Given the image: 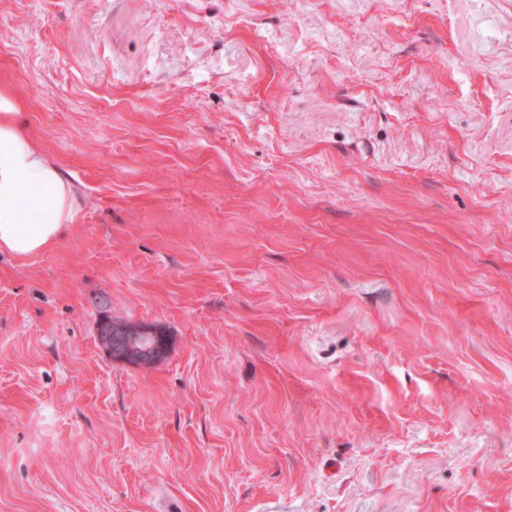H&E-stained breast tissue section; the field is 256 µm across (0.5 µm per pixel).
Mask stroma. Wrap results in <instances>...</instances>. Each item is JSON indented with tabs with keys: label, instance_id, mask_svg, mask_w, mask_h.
<instances>
[{
	"label": "stroma",
	"instance_id": "1",
	"mask_svg": "<svg viewBox=\"0 0 512 512\" xmlns=\"http://www.w3.org/2000/svg\"><path fill=\"white\" fill-rule=\"evenodd\" d=\"M0 86V512H512V0H0ZM15 95L0 89V252L39 254L70 230L78 200L73 185L25 130ZM104 316L100 318V326L107 325V334L99 336L100 345L113 360L151 368L168 355L167 336L157 329L135 322H111L114 321L111 316Z\"/></svg>",
	"mask_w": 512,
	"mask_h": 512
}]
</instances>
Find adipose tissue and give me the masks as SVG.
I'll use <instances>...</instances> for the list:
<instances>
[{"label":"adipose tissue","mask_w":512,"mask_h":512,"mask_svg":"<svg viewBox=\"0 0 512 512\" xmlns=\"http://www.w3.org/2000/svg\"><path fill=\"white\" fill-rule=\"evenodd\" d=\"M15 95L0 89V252L39 254L70 230L78 200L73 185L25 130Z\"/></svg>","instance_id":"adipose-tissue-1"}]
</instances>
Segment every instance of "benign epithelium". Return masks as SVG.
I'll return each instance as SVG.
<instances>
[{
    "mask_svg": "<svg viewBox=\"0 0 512 512\" xmlns=\"http://www.w3.org/2000/svg\"><path fill=\"white\" fill-rule=\"evenodd\" d=\"M100 324L107 331L100 338L101 346L116 361L151 368L168 355L167 336L156 329L135 322H111L104 317Z\"/></svg>",
    "mask_w": 512,
    "mask_h": 512,
    "instance_id": "benign-epithelium-1",
    "label": "benign epithelium"
}]
</instances>
